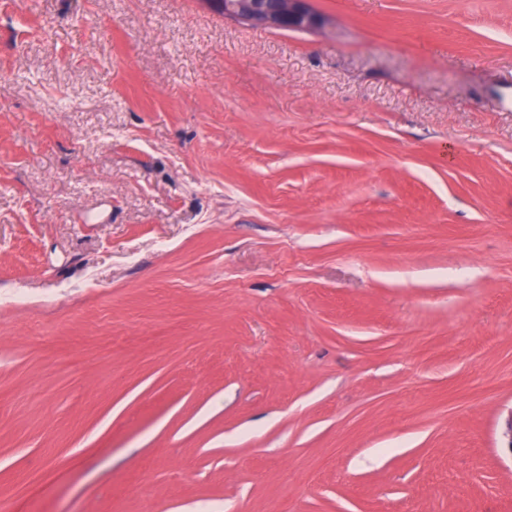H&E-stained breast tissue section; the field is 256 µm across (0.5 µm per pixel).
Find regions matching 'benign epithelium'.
I'll return each instance as SVG.
<instances>
[{
	"label": "benign epithelium",
	"instance_id": "7a95c632",
	"mask_svg": "<svg viewBox=\"0 0 512 512\" xmlns=\"http://www.w3.org/2000/svg\"><path fill=\"white\" fill-rule=\"evenodd\" d=\"M209 7L227 16L255 25L308 30L323 23L308 0H205Z\"/></svg>",
	"mask_w": 512,
	"mask_h": 512
}]
</instances>
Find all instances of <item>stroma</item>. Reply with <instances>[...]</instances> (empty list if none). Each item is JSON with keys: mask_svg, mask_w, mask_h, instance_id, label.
Masks as SVG:
<instances>
[{"mask_svg": "<svg viewBox=\"0 0 512 512\" xmlns=\"http://www.w3.org/2000/svg\"><path fill=\"white\" fill-rule=\"evenodd\" d=\"M0 0L12 512H512V0ZM209 7L227 16L255 25L308 30L323 23L308 0H205Z\"/></svg>", "mask_w": 512, "mask_h": 512, "instance_id": "1", "label": "stroma"}]
</instances>
